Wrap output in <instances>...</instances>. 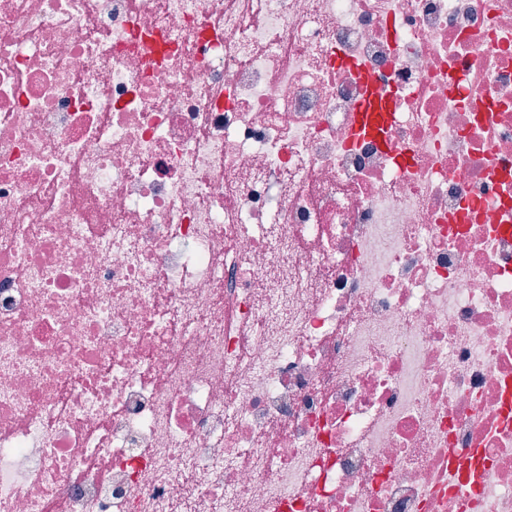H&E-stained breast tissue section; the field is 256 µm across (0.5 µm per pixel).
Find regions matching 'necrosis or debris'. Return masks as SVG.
I'll return each mask as SVG.
<instances>
[{"label": "necrosis or debris", "mask_w": 512, "mask_h": 512, "mask_svg": "<svg viewBox=\"0 0 512 512\" xmlns=\"http://www.w3.org/2000/svg\"><path fill=\"white\" fill-rule=\"evenodd\" d=\"M0 512H512V0H0ZM389 118V105L369 90L366 98L360 104L358 112H355L351 135L353 138L365 134L378 135Z\"/></svg>", "instance_id": "1"}]
</instances>
